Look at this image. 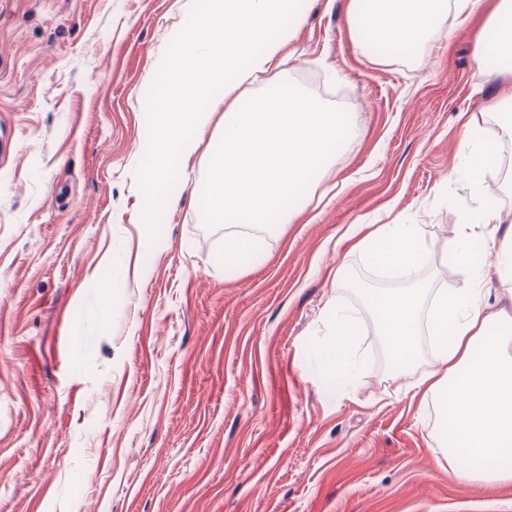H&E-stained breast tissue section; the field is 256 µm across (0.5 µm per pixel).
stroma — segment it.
<instances>
[{
    "instance_id": "35a3bbf8",
    "label": "stroma",
    "mask_w": 512,
    "mask_h": 512,
    "mask_svg": "<svg viewBox=\"0 0 512 512\" xmlns=\"http://www.w3.org/2000/svg\"><path fill=\"white\" fill-rule=\"evenodd\" d=\"M348 3L310 0L287 64L247 91L290 79L357 134L228 274L201 156L157 236L136 205L147 93L194 0H0V512H512V484L457 479L434 412L416 414L406 387L432 349L393 379L348 286L373 273L357 224L420 225L425 278L460 284L446 244L484 197L457 142L499 115L472 61L487 16L380 64ZM335 306L367 329L340 386L320 371Z\"/></svg>"
}]
</instances>
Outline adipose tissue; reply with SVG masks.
Segmentation results:
<instances>
[{
    "mask_svg": "<svg viewBox=\"0 0 512 512\" xmlns=\"http://www.w3.org/2000/svg\"><path fill=\"white\" fill-rule=\"evenodd\" d=\"M484 0H350L351 36L369 33L378 61L401 59L423 45L435 22L448 34L479 13ZM491 31L475 39L472 59L497 86V108L512 107V0H498L487 21ZM498 68H489V60ZM499 136L466 124L458 142L461 156L473 158L472 187L483 188L484 170L496 157ZM499 209L484 207L455 226L448 256L463 274L460 288H433L413 280L431 247L418 225L378 224L355 243L377 269L409 278L406 288H361L393 368L407 375L421 357V338L437 343L432 367L409 389L420 410H434L448 462L462 479L512 483V312L492 309L484 289L488 272L512 277V228L502 239L484 226L502 224ZM334 336L323 350L324 372L350 377V355L363 334L352 315L337 313Z\"/></svg>",
    "mask_w": 512,
    "mask_h": 512,
    "instance_id": "adipose-tissue-1",
    "label": "adipose tissue"
}]
</instances>
